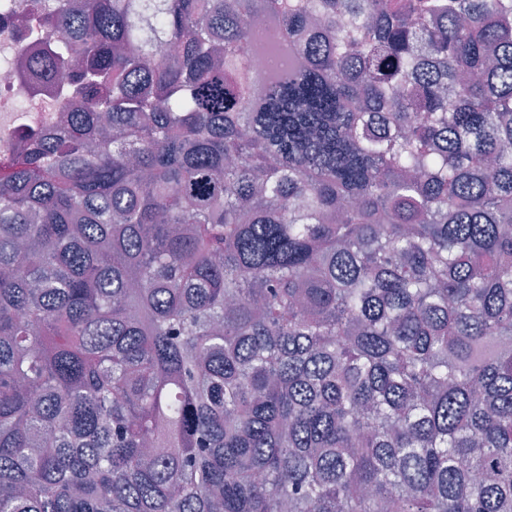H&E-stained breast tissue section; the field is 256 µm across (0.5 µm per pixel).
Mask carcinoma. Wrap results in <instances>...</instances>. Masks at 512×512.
Here are the masks:
<instances>
[{
  "mask_svg": "<svg viewBox=\"0 0 512 512\" xmlns=\"http://www.w3.org/2000/svg\"><path fill=\"white\" fill-rule=\"evenodd\" d=\"M0 12V512H512V0ZM0 27V158H3L27 133L53 123L55 117L69 112V108L56 95L54 83L29 85L24 73L16 72L14 60L20 51L16 29L3 15ZM21 99L29 103L27 109L15 105Z\"/></svg>",
  "mask_w": 512,
  "mask_h": 512,
  "instance_id": "1",
  "label": "carcinoma"
}]
</instances>
